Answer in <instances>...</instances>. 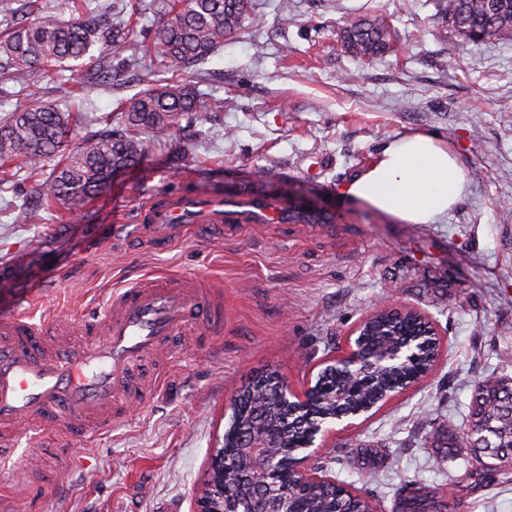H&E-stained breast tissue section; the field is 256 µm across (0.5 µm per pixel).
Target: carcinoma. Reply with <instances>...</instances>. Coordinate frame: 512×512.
Here are the masks:
<instances>
[{"label":"carcinoma","instance_id":"1","mask_svg":"<svg viewBox=\"0 0 512 512\" xmlns=\"http://www.w3.org/2000/svg\"><path fill=\"white\" fill-rule=\"evenodd\" d=\"M98 7L86 0L83 16L62 23L48 13L30 24L6 22L0 35V62L10 68V78L19 84L35 74L72 73L94 62L90 49L109 38L96 18ZM440 12L448 30L468 41H492L512 36V0H442ZM253 0H161L152 25L155 65L184 69L205 60L224 42L242 30L251 19ZM391 25L385 19H351L345 28L346 48L360 59L382 56L391 49ZM101 81L107 85L125 83L128 74L141 69L136 57L97 63ZM213 107L212 99L195 85L173 79L147 83V87L120 105V112L101 117L106 130L84 137L71 146L76 121L72 113L51 106L16 109L0 120V183L14 177L11 162L17 160L28 175L39 176L53 164L52 176L39 185L41 207L69 212L104 193L118 169L138 163L143 149L141 135L160 142L168 138L184 118L203 122ZM288 219L299 224H320L324 216L316 211H293ZM421 338L424 347L411 361L390 366L385 353L396 343ZM355 342L368 368L346 371L324 364L310 386V400L316 415L337 411L377 410L389 393L422 380L433 370L439 348L437 338L428 335L426 323L409 312L380 310L368 318ZM278 371L265 370L251 378L237 392L235 408L224 430V445L209 465V480L217 481L248 463L239 457L243 440L261 432L276 439L279 446L268 449L283 468L299 452L297 442L310 431L306 413L279 395ZM432 438L450 448L471 450L470 474L512 472V377H490L476 388L469 420L456 432L448 429ZM300 512H374L366 496L324 483L292 485ZM231 495L213 506L232 512L238 502L255 504V490L249 483L230 488ZM447 505L437 493L417 484H407L398 496L396 512H444Z\"/></svg>","mask_w":512,"mask_h":512}]
</instances>
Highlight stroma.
Instances as JSON below:
<instances>
[{"label":"stroma","mask_w":512,"mask_h":512,"mask_svg":"<svg viewBox=\"0 0 512 512\" xmlns=\"http://www.w3.org/2000/svg\"><path fill=\"white\" fill-rule=\"evenodd\" d=\"M135 37L94 55L152 68L153 0H137ZM256 22L201 65L199 87L223 99L208 122H182L146 141L137 165L78 209L71 223H32L34 183L0 185V316L34 322L100 314L113 288L167 272L221 286L224 332L173 337L138 363L150 402L72 442L63 478L46 471L54 436L25 434L0 456V512H195L208 462L224 440L229 404L256 373L275 368L294 389L341 350L374 308H413L444 336L424 383L350 428L336 427L325 475L395 512L399 489H434L448 512H512V473L467 480L470 451L435 448L428 430L463 427L477 383L512 377V37L446 33L438 0H253ZM388 15L394 50L361 61L338 32L351 17ZM93 72L0 70V118L22 105L83 99L78 136L129 96ZM424 131L467 171L464 197L434 224H404L353 204L343 186L391 140ZM220 196L223 223L153 225L150 208L182 195ZM298 203L333 215L292 224Z\"/></svg>","instance_id":"obj_1"}]
</instances>
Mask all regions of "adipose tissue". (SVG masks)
Returning <instances> with one entry per match:
<instances>
[{"label":"adipose tissue","instance_id":"obj_1","mask_svg":"<svg viewBox=\"0 0 512 512\" xmlns=\"http://www.w3.org/2000/svg\"><path fill=\"white\" fill-rule=\"evenodd\" d=\"M466 189L457 156L433 136L415 132L389 142L344 188L352 202L406 224H433Z\"/></svg>","mask_w":512,"mask_h":512}]
</instances>
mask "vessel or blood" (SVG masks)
Returning <instances> with one entry per match:
<instances>
[{
    "mask_svg": "<svg viewBox=\"0 0 512 512\" xmlns=\"http://www.w3.org/2000/svg\"><path fill=\"white\" fill-rule=\"evenodd\" d=\"M193 209L215 223L224 218L222 199L193 196L153 209L151 220L179 224ZM199 321L205 333L224 331L223 311L198 281L168 274L114 290L97 321L1 320L0 448H13L24 424L35 432L61 424L83 438L122 420L128 404L151 395L135 382L134 362L156 357L172 336Z\"/></svg>",
    "mask_w": 512,
    "mask_h": 512,
    "instance_id": "1",
    "label": "vessel or blood"
}]
</instances>
